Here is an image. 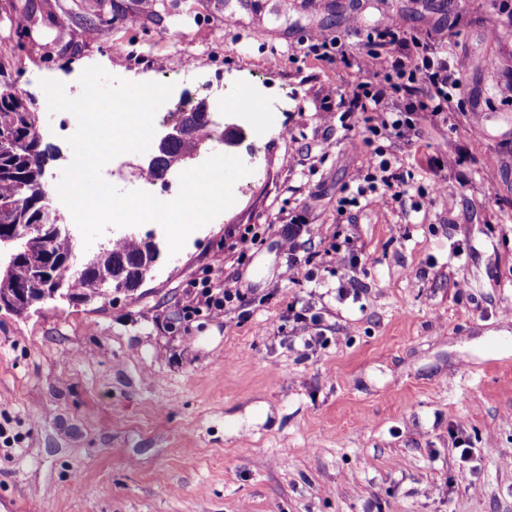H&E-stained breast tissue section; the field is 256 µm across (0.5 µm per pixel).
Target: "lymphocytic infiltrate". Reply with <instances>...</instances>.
Wrapping results in <instances>:
<instances>
[{
    "mask_svg": "<svg viewBox=\"0 0 512 512\" xmlns=\"http://www.w3.org/2000/svg\"><path fill=\"white\" fill-rule=\"evenodd\" d=\"M365 80L357 82L336 104L347 129L364 131L368 164L356 188L366 204L402 200L410 175L396 154L381 140L412 144L422 120L454 109L453 90L459 89L462 64H450L442 51L418 38H404L397 22L370 34L358 61Z\"/></svg>",
    "mask_w": 512,
    "mask_h": 512,
    "instance_id": "obj_1",
    "label": "lymphocytic infiltrate"
}]
</instances>
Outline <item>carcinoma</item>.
Masks as SVG:
<instances>
[{
	"label": "carcinoma",
	"mask_w": 512,
	"mask_h": 512,
	"mask_svg": "<svg viewBox=\"0 0 512 512\" xmlns=\"http://www.w3.org/2000/svg\"><path fill=\"white\" fill-rule=\"evenodd\" d=\"M5 13L13 22H22L25 27L38 23L30 8V0H8ZM194 111L200 113V121L193 137L172 145L170 152L180 157L193 153L197 141L208 125L207 113L201 106ZM37 114L22 100L7 98L0 93V238L10 240L14 254L13 268L9 280L0 286V301L8 304V311L23 314L28 310L29 299L44 303L61 300L63 293H70L73 301L107 300L112 296V263L125 258L127 264L120 269V278L133 281L140 274V267L132 260L148 256L155 259L156 252L151 241L140 237L112 242L105 250L88 256L82 272L67 279V288H44L38 280L36 270L49 265L51 271L69 266L75 254L74 242L65 235L52 232L44 238L28 239L19 236L16 225L37 224V214L46 204L45 192L41 189L40 176L44 163L51 158L54 147L41 144L36 136ZM99 280L102 288L91 284Z\"/></svg>",
	"instance_id": "1"
}]
</instances>
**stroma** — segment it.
Instances as JSON below:
<instances>
[{
  "label": "stroma",
  "mask_w": 512,
  "mask_h": 512,
  "mask_svg": "<svg viewBox=\"0 0 512 512\" xmlns=\"http://www.w3.org/2000/svg\"><path fill=\"white\" fill-rule=\"evenodd\" d=\"M44 0L67 27L0 15L12 92L43 140L70 146L41 80L81 92L93 65L132 82L201 84L258 104L227 155L260 163L234 204L109 303L0 310V512H512V0ZM398 19L457 37L465 111L421 123L402 202L340 209L367 163L334 107L349 58ZM494 68L475 71L484 58ZM191 62L192 77L172 76ZM311 279L293 282L288 225ZM344 225L357 263L324 264ZM238 279L245 303L184 319L196 285ZM318 319L295 340L289 306ZM473 451L461 461L459 444ZM309 48L312 52L316 53L315 55L320 57L325 61H337L339 60L349 65L346 61V57L344 51L342 49V45L340 40L336 38H327L323 34H314L310 39Z\"/></svg>",
  "instance_id": "1"
}]
</instances>
